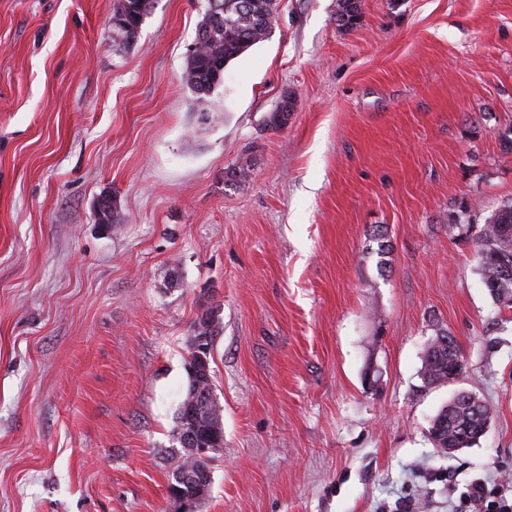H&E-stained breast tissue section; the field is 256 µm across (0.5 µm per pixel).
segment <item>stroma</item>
Instances as JSON below:
<instances>
[{
    "mask_svg": "<svg viewBox=\"0 0 512 512\" xmlns=\"http://www.w3.org/2000/svg\"><path fill=\"white\" fill-rule=\"evenodd\" d=\"M205 5L154 0L120 49L113 0H0V512H182L208 307L224 446L196 512H459L512 483V309L457 217L512 198V0H362L349 31L280 0L200 103ZM440 329L466 368L427 385ZM461 391L491 420L448 455L430 421ZM491 491L483 481L472 483L466 491V502L468 509L479 508L481 512H511L512 511V498L509 504L495 503L489 505V496ZM489 506L491 507L489 509ZM493 510V511H491Z\"/></svg>",
    "mask_w": 512,
    "mask_h": 512,
    "instance_id": "stroma-1",
    "label": "stroma"
}]
</instances>
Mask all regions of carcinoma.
<instances>
[{"label":"carcinoma","instance_id":"cac0c4a2","mask_svg":"<svg viewBox=\"0 0 512 512\" xmlns=\"http://www.w3.org/2000/svg\"><path fill=\"white\" fill-rule=\"evenodd\" d=\"M278 5L279 0H207L196 32L200 51L188 58L183 73L185 85L197 100H208L223 84L227 65L270 37ZM151 7L152 0H114L112 18H121L125 27L113 29V40L138 38ZM360 19L361 0H336L339 29L349 30ZM97 217L100 224L122 221L115 201L107 196L98 202ZM474 245L482 283L499 304L503 296H512L511 201L484 217ZM189 354L187 387L174 430V440L181 451L169 491L176 498L198 505L210 491L211 453L219 449L214 439L224 437V425L217 399L209 403L198 399L199 392L213 390L211 363H202L195 342L190 344ZM463 369V356L454 336L438 330L424 351L423 381L429 385L453 381ZM489 420L487 406L477 396L462 391L435 415L430 433L437 448H467L486 433Z\"/></svg>","mask_w":512,"mask_h":512}]
</instances>
